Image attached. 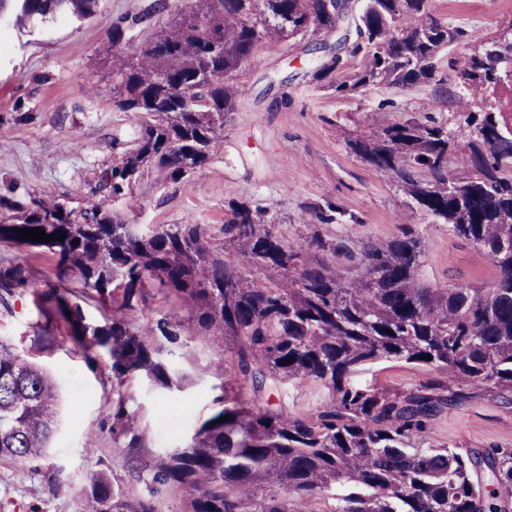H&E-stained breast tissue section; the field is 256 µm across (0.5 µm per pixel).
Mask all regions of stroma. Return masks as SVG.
<instances>
[{
	"mask_svg": "<svg viewBox=\"0 0 512 512\" xmlns=\"http://www.w3.org/2000/svg\"><path fill=\"white\" fill-rule=\"evenodd\" d=\"M344 2L336 33L265 43L257 62L239 72L235 110L203 169L163 188L145 183L116 210L135 224L217 227L229 201L243 198L275 214L276 231L287 244L303 243L315 229L354 252L415 224L423 280L439 287H492L495 269L482 248L408 208L389 175L349 150L351 136L370 134L367 117L377 108L401 120L427 112L447 117L455 105L433 83L378 85L342 98L315 81V67L333 55L353 69L361 64L349 50L364 0ZM429 8L485 37L512 25V0H429ZM169 15L156 9L155 0H101L92 19L69 15L23 30L0 20V197L65 196L77 206L90 200L94 172L123 150L134 130L130 113L112 101V27L133 20L129 34L139 44ZM329 205L336 209L333 220L313 224V210ZM11 260L25 264L28 285L0 303V338L58 378L59 420L43 455L0 463V512H88V474L99 464L121 484L145 492L103 429L111 413L109 369H91L64 330L56 331L51 348L34 341L42 318L32 292L54 280L52 262L33 249L0 244V262ZM221 352L213 341L190 339L184 350L189 378L179 391L135 386L151 453L183 444L214 412L208 366ZM441 378L437 371L390 361L371 366L359 380L400 393ZM326 398L317 383L293 381L268 384L259 403L306 413ZM428 430L434 444L462 452L512 450V393L471 389L433 416Z\"/></svg>",
	"mask_w": 512,
	"mask_h": 512,
	"instance_id": "stroma-1",
	"label": "stroma"
}]
</instances>
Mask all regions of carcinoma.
<instances>
[{
	"instance_id": "cac0c4a2",
	"label": "carcinoma",
	"mask_w": 512,
	"mask_h": 512,
	"mask_svg": "<svg viewBox=\"0 0 512 512\" xmlns=\"http://www.w3.org/2000/svg\"><path fill=\"white\" fill-rule=\"evenodd\" d=\"M20 26L57 16L96 14L99 0H0ZM428 0H365L351 55L364 65L336 79V54L314 79L351 97L375 85L442 84L437 62L451 43H474L448 58L459 111L385 120L353 153L391 175L408 206L446 224L486 251L496 270L490 288L433 287L421 280L423 249L411 224L389 242L354 254L314 233L297 246L275 232L276 217L232 200L224 224H132L100 204L66 198L0 197V243L37 248L54 262L57 282L34 291L45 321L38 336L65 327L92 369L112 373V412L103 430L149 495L123 488L104 469L88 475L89 512H158V487L175 489L187 512H298L325 495L330 512H500L472 472L487 464L498 486L512 487V451L483 460L427 440L428 422L466 397V387L512 392V84L493 74L512 63V40L475 36L428 11ZM411 15L414 23L402 20ZM343 19L324 0H187L165 26L131 48L112 29V99L132 114L135 133L95 175L91 195L116 201L146 180L178 183L202 169L234 111L238 73L272 40L327 36ZM468 141H458L461 132ZM461 172L448 173L450 163ZM40 228L65 240L25 241ZM345 254L348 265L336 267ZM23 263L0 264V290L27 286ZM76 283L112 309L90 321L71 298ZM186 307L157 313L152 292ZM155 315L152 336L130 312ZM222 346L213 363L218 409L191 439L148 454L131 384L180 390L185 336ZM381 361H404L448 375L391 394L357 381ZM309 380L328 393L312 413L261 407L270 382ZM51 373L0 339V462L42 453L57 425ZM227 416L229 420L220 421Z\"/></svg>"
}]
</instances>
